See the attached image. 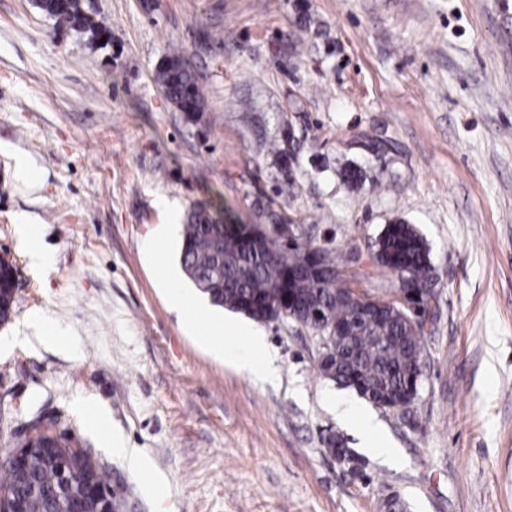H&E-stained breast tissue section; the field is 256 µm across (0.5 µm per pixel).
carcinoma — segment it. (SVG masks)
I'll return each instance as SVG.
<instances>
[{"mask_svg": "<svg viewBox=\"0 0 512 512\" xmlns=\"http://www.w3.org/2000/svg\"><path fill=\"white\" fill-rule=\"evenodd\" d=\"M39 8L61 27L92 36L108 35L107 21L87 14L82 0H67L63 9L54 0ZM155 78L168 100L187 117L204 104L203 88L180 50L169 53ZM252 224H222L207 204L197 203L184 224L180 264L187 278L219 308L261 323L298 317L288 309L304 304L315 322L309 328L318 337L317 369L326 376L333 369L336 382L354 389L377 408L400 402L414 404L424 370L425 331L413 324L408 308L386 301L352 298L345 279L336 272V250L289 237L276 228L261 232L257 249L245 241ZM373 260L395 275L409 278L418 290L412 303L427 312L433 267L425 239L415 227L398 220L384 225L373 244ZM315 262L318 272L290 276ZM13 289L0 290V324L14 308ZM34 435L26 438L25 477L0 463V494L20 501L23 512H62L81 498L85 512H126L125 487L112 476L90 448L74 446L68 435L52 433L41 418L32 420Z\"/></svg>", "mask_w": 512, "mask_h": 512, "instance_id": "obj_1", "label": "carcinoma"}]
</instances>
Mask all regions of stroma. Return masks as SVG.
I'll return each instance as SVG.
<instances>
[{
	"label": "stroma",
	"mask_w": 512,
	"mask_h": 512,
	"mask_svg": "<svg viewBox=\"0 0 512 512\" xmlns=\"http://www.w3.org/2000/svg\"><path fill=\"white\" fill-rule=\"evenodd\" d=\"M84 3L108 45L58 29L34 0H0V249L19 272L0 325V450L51 418L134 512H512V8ZM175 47L205 94L192 120L154 79ZM197 202L240 221L283 215L380 298L398 280L372 243L413 224L438 304L409 411L321 377L316 337L294 323L261 326L273 381L226 365L211 344L245 351L224 324L248 319L211 306L178 263ZM23 222L52 268L32 266ZM173 290L207 319L180 317ZM339 398L374 418L388 455L337 420ZM329 432L353 462L325 453ZM115 435L149 461L154 491L113 454Z\"/></svg>",
	"instance_id": "obj_1"
}]
</instances>
